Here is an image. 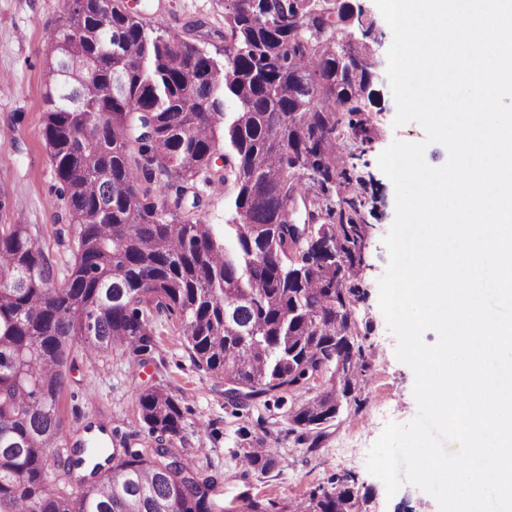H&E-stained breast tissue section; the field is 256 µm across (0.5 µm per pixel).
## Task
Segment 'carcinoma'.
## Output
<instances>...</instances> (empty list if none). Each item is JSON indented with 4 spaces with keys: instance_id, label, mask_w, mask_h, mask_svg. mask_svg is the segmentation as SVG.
Returning a JSON list of instances; mask_svg holds the SVG:
<instances>
[{
    "instance_id": "obj_1",
    "label": "carcinoma",
    "mask_w": 512,
    "mask_h": 512,
    "mask_svg": "<svg viewBox=\"0 0 512 512\" xmlns=\"http://www.w3.org/2000/svg\"><path fill=\"white\" fill-rule=\"evenodd\" d=\"M343 0H235L224 11V61L190 40L147 29L121 0H69L51 34L43 135L64 201L58 241L76 243L61 283L29 224L0 225V512H361L355 478H336L304 501L278 506L244 498L224 506L216 479L183 457L174 440L183 413L161 386L139 390L150 448L59 451L60 401L69 386L72 343L91 362L122 348L136 362L155 347L153 320L177 321L195 365L224 380L231 405L330 385L293 411L320 446V426L336 418L355 382L336 377L342 360L362 373L354 351L353 253L365 231L357 196L325 206L336 146L368 119L366 72L346 58L371 47L339 39ZM90 75L73 80L62 51L75 33ZM234 105L227 119L226 101ZM90 130L81 142L71 133ZM224 151L219 182L233 179L235 217L219 233L199 196L189 215L181 201L198 180L212 182L214 145ZM340 245L346 262L310 257L307 237ZM105 456L76 491L63 484ZM272 448L244 454L246 474L264 476Z\"/></svg>"
}]
</instances>
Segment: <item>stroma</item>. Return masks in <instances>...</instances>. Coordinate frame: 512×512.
<instances>
[{
  "mask_svg": "<svg viewBox=\"0 0 512 512\" xmlns=\"http://www.w3.org/2000/svg\"><path fill=\"white\" fill-rule=\"evenodd\" d=\"M143 20L153 28L183 33L187 21L201 19L208 29L192 34L198 47L215 58L224 50L226 0H143ZM361 8L360 23L350 29L353 39L369 43L380 62L368 88L367 106L373 119L368 143L347 138L338 152L339 167L360 153L358 179L337 182L331 198L359 192L366 198V235L361 260L354 270L360 289L352 308L357 325L356 345L363 350L366 371L339 414L325 428L320 448L309 449L297 438L302 427L293 423V410L306 393L236 409L224 399V387L193 363L178 323L157 318L156 346L146 364L133 369V359L120 349L88 362L82 341L73 344L69 386L63 400V420L69 441L85 439L86 423H103L106 446L121 447L147 441L140 419L137 390L146 385L167 387L184 414L178 448L217 481L224 503L241 504L243 496L272 498L286 505L318 487H330L336 476L350 473L364 495L363 512H439L436 500L406 484L388 495L384 483L372 476L366 461L370 447L388 423H405L417 413L414 374L395 354L396 339L379 308L378 280L388 263L383 243L395 216V190L378 166L380 153L393 140H424L415 122L394 126L396 104L387 78V50L392 32L375 0H351ZM68 7V0H0V225L30 224L36 242L50 255L57 275L70 266L71 249L56 241L60 202L56 179L42 135L46 105L44 70L51 31ZM269 446L277 451L267 476L244 477L245 451Z\"/></svg>",
  "mask_w": 512,
  "mask_h": 512,
  "instance_id": "stroma-1",
  "label": "stroma"
}]
</instances>
